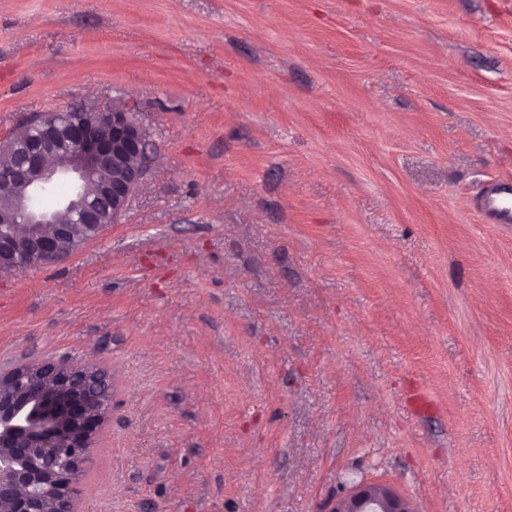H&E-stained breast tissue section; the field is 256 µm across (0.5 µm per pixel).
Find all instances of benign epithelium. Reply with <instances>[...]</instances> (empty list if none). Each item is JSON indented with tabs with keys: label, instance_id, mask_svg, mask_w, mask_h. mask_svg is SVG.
Returning <instances> with one entry per match:
<instances>
[{
	"label": "benign epithelium",
	"instance_id": "1",
	"mask_svg": "<svg viewBox=\"0 0 512 512\" xmlns=\"http://www.w3.org/2000/svg\"><path fill=\"white\" fill-rule=\"evenodd\" d=\"M0 167V275L59 263L120 223L145 177L147 134L125 105L90 103L28 116ZM67 187L55 208L39 199ZM87 361L23 363L0 374V512H76L90 449L112 415V396L87 383ZM330 512H413L393 486L358 484Z\"/></svg>",
	"mask_w": 512,
	"mask_h": 512
}]
</instances>
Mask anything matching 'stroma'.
Returning <instances> with one entry per match:
<instances>
[{
  "label": "stroma",
  "mask_w": 512,
  "mask_h": 512,
  "mask_svg": "<svg viewBox=\"0 0 512 512\" xmlns=\"http://www.w3.org/2000/svg\"><path fill=\"white\" fill-rule=\"evenodd\" d=\"M87 98L145 179L0 276V370L112 375L80 512H512V0H0V139ZM480 212L493 224H512V181L497 179L483 189ZM330 512H413L410 501L393 486L369 482L358 484L336 500Z\"/></svg>",
  "instance_id": "stroma-1"
}]
</instances>
